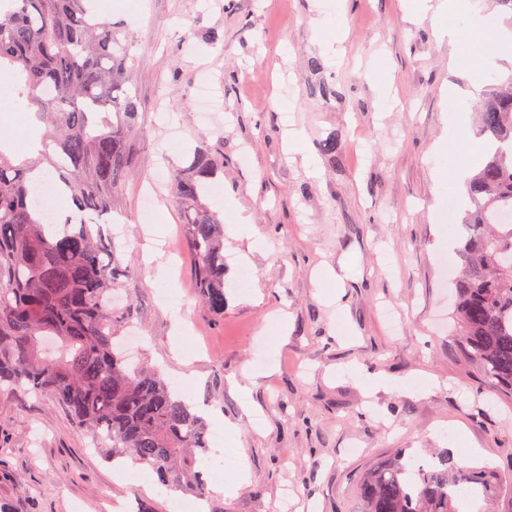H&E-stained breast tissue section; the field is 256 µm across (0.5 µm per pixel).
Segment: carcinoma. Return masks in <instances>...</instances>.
<instances>
[{
	"label": "carcinoma",
	"instance_id": "obj_1",
	"mask_svg": "<svg viewBox=\"0 0 512 512\" xmlns=\"http://www.w3.org/2000/svg\"><path fill=\"white\" fill-rule=\"evenodd\" d=\"M16 81L19 111L46 124L38 156L0 149V385L50 393L112 460L149 465L168 490L206 495L207 425L196 404L157 368L130 365L114 338L137 315L112 294L137 283L121 267L112 237L96 218L112 212L130 169L138 101L128 86L126 49L89 0H11L0 7V81ZM488 149L466 183L469 199L456 256L455 316L466 353L491 382L512 390V78L488 85L481 112ZM224 157L197 148L171 174L172 201L194 257L199 298L224 315V229L203 202ZM47 176L75 208L45 221L32 199ZM48 339L62 355L49 358ZM502 491L490 468L428 466L400 454L361 483L366 512H492L467 508Z\"/></svg>",
	"mask_w": 512,
	"mask_h": 512
}]
</instances>
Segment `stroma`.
<instances>
[{
  "mask_svg": "<svg viewBox=\"0 0 512 512\" xmlns=\"http://www.w3.org/2000/svg\"><path fill=\"white\" fill-rule=\"evenodd\" d=\"M92 4L127 47L139 102L115 212L119 258L138 272L135 355L209 431L236 427L225 446L245 479L210 493L208 512H365L362 477L401 452L432 462L459 447L460 465L512 484V393L463 353L441 266L465 212L444 220L439 171L482 160L485 88L465 44L412 22L406 0H346L341 19L336 0ZM203 84L220 104L206 120ZM294 129L313 171L288 151ZM202 145L224 157L208 197L224 223L220 318L200 301L167 188ZM243 262L254 277L238 288ZM352 365L398 385L367 393ZM178 498L133 459H106L50 395L0 391V512H175Z\"/></svg>",
  "mask_w": 512,
  "mask_h": 512,
  "instance_id": "stroma-1",
  "label": "stroma"
}]
</instances>
